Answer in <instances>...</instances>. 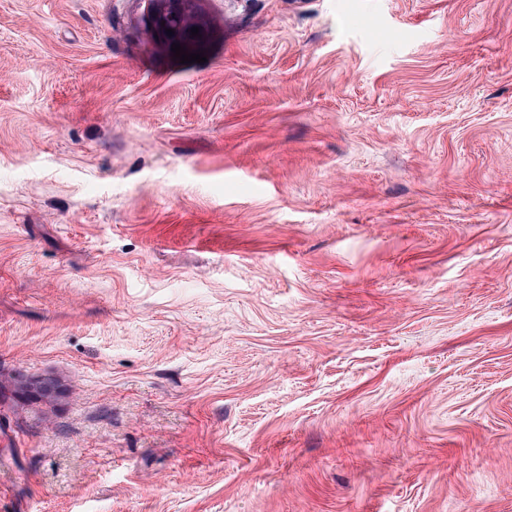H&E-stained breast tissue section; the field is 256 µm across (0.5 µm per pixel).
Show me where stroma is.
Returning a JSON list of instances; mask_svg holds the SVG:
<instances>
[{"mask_svg": "<svg viewBox=\"0 0 512 512\" xmlns=\"http://www.w3.org/2000/svg\"><path fill=\"white\" fill-rule=\"evenodd\" d=\"M0 0V512H512V0ZM150 1L145 17L147 29L157 43H160L164 47L170 49V46L178 41V35L172 34V36H168L166 29H170V27L168 26L167 18L172 14H176L185 18L188 24L194 27L197 17L184 10V0H163L161 2L164 4V8L161 10L156 9L153 6L157 1ZM155 35H158V38H155Z\"/></svg>", "mask_w": 512, "mask_h": 512, "instance_id": "obj_1", "label": "stroma"}]
</instances>
